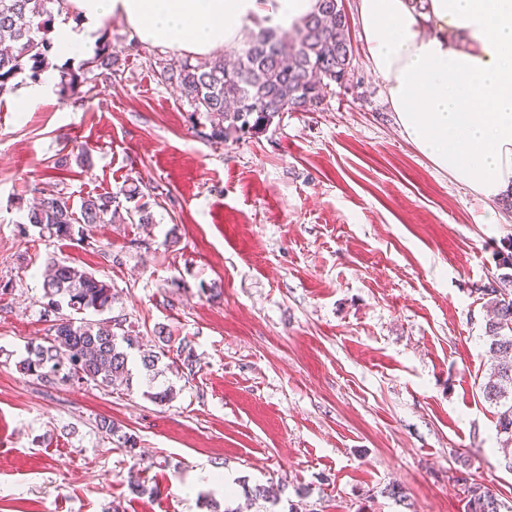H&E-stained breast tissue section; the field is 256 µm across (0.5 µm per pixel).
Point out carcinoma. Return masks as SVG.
Wrapping results in <instances>:
<instances>
[{
  "label": "carcinoma",
  "mask_w": 512,
  "mask_h": 512,
  "mask_svg": "<svg viewBox=\"0 0 512 512\" xmlns=\"http://www.w3.org/2000/svg\"><path fill=\"white\" fill-rule=\"evenodd\" d=\"M67 0H0V94L12 89L11 82L26 74L41 80L48 69L53 48L50 34L55 15L66 10ZM353 58L349 18L343 0H318L316 11L288 33L277 27H259L244 45L230 56L221 55L177 65L155 62V73L165 83L184 91L193 124L209 127L215 141L252 137L266 131L283 112H308L321 103L331 84L348 80ZM117 53L105 43L85 62V70L102 74L116 72ZM140 183L132 180L108 195L87 196L80 205L60 190H50L26 219L42 237L78 239L94 224L129 221L152 224L154 217ZM134 206H129V203ZM43 314L51 320L46 336L30 343L21 370L36 376L44 385L93 384L110 388L120 381L132 386L129 350L136 337L124 329L118 317L88 320L61 313L112 309V288L92 273L65 262L53 264L43 282ZM492 317L485 323L491 371L480 390L497 408L498 432L512 442V274L505 273L480 289ZM160 355L140 354L141 368L149 381L161 373ZM174 370L194 377L198 358L191 342L179 341ZM98 430L119 448L132 450L136 440L112 419L101 417ZM467 512H512L493 491L464 479Z\"/></svg>",
  "instance_id": "carcinoma-1"
}]
</instances>
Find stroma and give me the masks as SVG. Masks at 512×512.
Wrapping results in <instances>:
<instances>
[{
	"mask_svg": "<svg viewBox=\"0 0 512 512\" xmlns=\"http://www.w3.org/2000/svg\"><path fill=\"white\" fill-rule=\"evenodd\" d=\"M350 29L349 81L237 142L206 137L158 81L156 59L183 52L116 19L83 53L53 56L34 111L15 108L26 76L0 96V512H207L210 499L234 512H465L466 477L512 505L479 389L491 366L479 289L512 240V196L485 223L484 201L401 134ZM105 41L117 72H84ZM65 72L83 73L75 92ZM129 179L154 224H96L82 242L23 226L46 190L77 200ZM58 261L111 285L141 348H158L161 326L191 340L195 377L156 380L174 399L152 401L140 376L49 388L20 371L46 333L44 271ZM102 416L134 451L99 433ZM137 482L160 495H134ZM255 485L271 499L246 498Z\"/></svg>",
	"mask_w": 512,
	"mask_h": 512,
	"instance_id": "1",
	"label": "stroma"
}]
</instances>
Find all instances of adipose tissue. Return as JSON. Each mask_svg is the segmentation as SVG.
Instances as JSON below:
<instances>
[{
  "mask_svg": "<svg viewBox=\"0 0 512 512\" xmlns=\"http://www.w3.org/2000/svg\"><path fill=\"white\" fill-rule=\"evenodd\" d=\"M79 54L100 23L124 21L140 42L207 55L237 45L245 23L292 27L317 0H71ZM360 38L405 137L440 171L494 204L512 194V0H357Z\"/></svg>",
  "mask_w": 512,
  "mask_h": 512,
  "instance_id": "obj_1",
  "label": "adipose tissue"
}]
</instances>
